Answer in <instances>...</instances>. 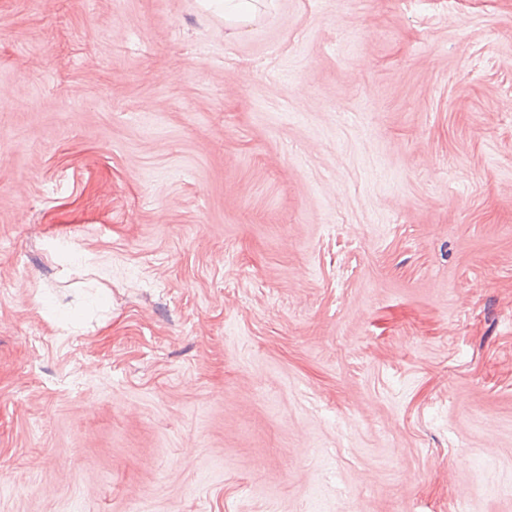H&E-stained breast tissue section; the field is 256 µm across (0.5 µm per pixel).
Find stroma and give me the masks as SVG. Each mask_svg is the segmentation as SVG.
Masks as SVG:
<instances>
[{"mask_svg":"<svg viewBox=\"0 0 512 512\" xmlns=\"http://www.w3.org/2000/svg\"><path fill=\"white\" fill-rule=\"evenodd\" d=\"M512 512V0H0V512ZM207 8L214 5L216 9L224 12L225 19L239 20L251 14L254 9L253 1L250 0H207Z\"/></svg>","mask_w":512,"mask_h":512,"instance_id":"stroma-1","label":"stroma"}]
</instances>
